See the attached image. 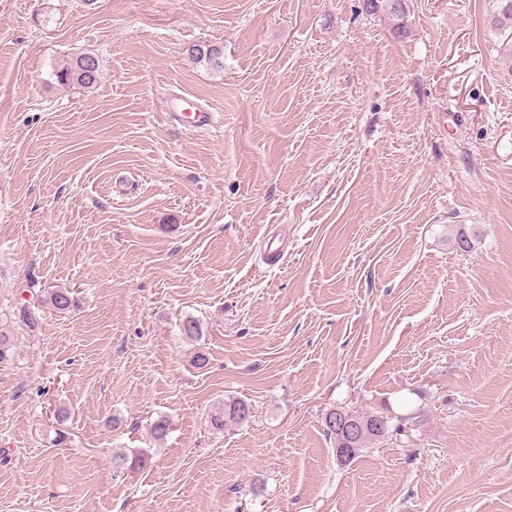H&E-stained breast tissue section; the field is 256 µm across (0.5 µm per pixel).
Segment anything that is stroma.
Here are the masks:
<instances>
[{
    "label": "stroma",
    "mask_w": 512,
    "mask_h": 512,
    "mask_svg": "<svg viewBox=\"0 0 512 512\" xmlns=\"http://www.w3.org/2000/svg\"><path fill=\"white\" fill-rule=\"evenodd\" d=\"M497 7L0 0V512H512ZM82 52L97 85L57 82ZM185 93L212 127L165 118ZM339 406L403 431L339 465ZM385 3L389 15L396 21L395 26L399 32H405L406 4L405 0H364V8L367 12L377 11ZM250 407L241 400H230L224 403V407L215 411L210 417L211 426L218 431H223L227 423H241L250 417Z\"/></svg>",
    "instance_id": "obj_1"
}]
</instances>
